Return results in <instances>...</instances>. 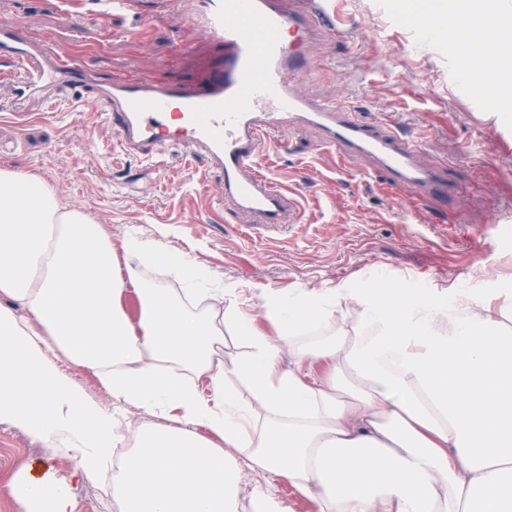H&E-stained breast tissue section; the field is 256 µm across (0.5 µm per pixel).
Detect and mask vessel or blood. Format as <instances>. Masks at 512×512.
<instances>
[{"label":"vessel or blood","mask_w":512,"mask_h":512,"mask_svg":"<svg viewBox=\"0 0 512 512\" xmlns=\"http://www.w3.org/2000/svg\"><path fill=\"white\" fill-rule=\"evenodd\" d=\"M106 11L131 9L134 0H61L66 19L79 17L86 2ZM191 17L221 50L219 63L204 67L191 85L116 76L90 82L73 54L50 39H32L17 24L0 20V64L19 74V99L52 102L59 86L90 93L102 112L115 120L120 146L128 153L163 164L174 140L171 117H179L183 141L203 154L224 179V201L248 223L272 226L288 221L294 204L288 190L272 181L260 159L271 136L299 122L321 129L325 149L339 152L340 168L360 155L372 157L386 187L411 184L418 199L447 186L418 165V140L390 133L380 124L356 119L350 109L311 102L293 79L296 51L284 30L303 39L336 31L335 0H189Z\"/></svg>","instance_id":"vessel-or-blood-1"}]
</instances>
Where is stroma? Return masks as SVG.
<instances>
[{
    "label": "stroma",
    "mask_w": 512,
    "mask_h": 512,
    "mask_svg": "<svg viewBox=\"0 0 512 512\" xmlns=\"http://www.w3.org/2000/svg\"><path fill=\"white\" fill-rule=\"evenodd\" d=\"M419 0H342L346 37L306 51L296 81L319 102H342L361 120L418 137L419 159L452 186L428 211L413 212L412 186L383 192L362 156L336 174L322 133L298 124L274 138L264 171L291 189L287 223L255 228L224 206V182L186 144L163 168L122 150L92 100L64 91L49 114L14 119L13 85L0 81V168L42 176L64 202L102 224L114 248L127 234L170 244L207 266L216 284L243 288L253 305L271 288L359 287L378 280L415 292L459 288L512 296V144L482 92L465 86L448 43L422 39L410 15ZM52 38L99 80L113 75L190 84L215 49L182 0H143L135 13L91 8L75 21L58 0H0V17ZM49 358L89 401L111 407L112 393L91 370L59 350ZM22 471L52 473L72 486L75 512H118L109 487L78 473L74 451L0 422V512H24L12 488ZM269 490L285 512H315L311 498L272 473L244 469L240 497Z\"/></svg>",
    "instance_id": "35a3bbf8"
}]
</instances>
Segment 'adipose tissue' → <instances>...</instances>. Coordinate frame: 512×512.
<instances>
[{"mask_svg": "<svg viewBox=\"0 0 512 512\" xmlns=\"http://www.w3.org/2000/svg\"><path fill=\"white\" fill-rule=\"evenodd\" d=\"M510 36L490 37L472 68L500 111L512 110V95L486 74ZM123 249L122 269L101 225L41 176L0 168V420L77 450L90 478L125 449L113 485L120 512H281L262 489L241 502L239 453L317 512H512V302L377 281L283 288L262 309L275 329L267 336L238 301L206 308L212 275L187 254L134 236ZM170 275L180 291L160 286ZM128 285L134 322L121 306ZM336 315L354 316L353 330L295 347ZM228 331L248 345L229 362ZM53 348L95 372L111 408L57 374L45 356ZM318 360L332 363L331 381L310 378ZM128 406L149 422L124 426ZM14 490L24 512H73L66 480L25 472Z\"/></svg>", "mask_w": 512, "mask_h": 512, "instance_id": "adipose-tissue-1", "label": "adipose tissue"}]
</instances>
